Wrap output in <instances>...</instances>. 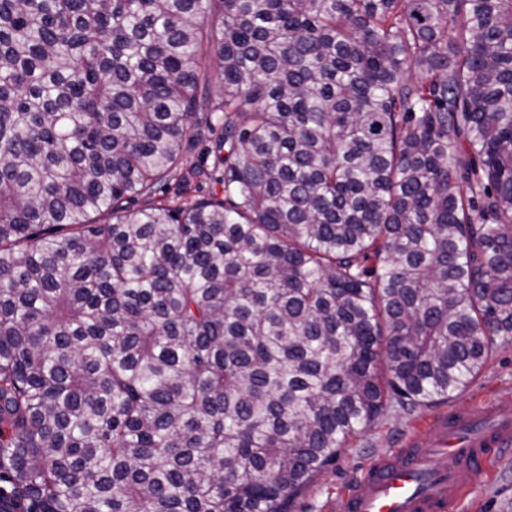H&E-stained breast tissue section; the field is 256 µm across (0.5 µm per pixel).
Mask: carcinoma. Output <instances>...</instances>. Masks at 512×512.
Here are the masks:
<instances>
[{"mask_svg":"<svg viewBox=\"0 0 512 512\" xmlns=\"http://www.w3.org/2000/svg\"><path fill=\"white\" fill-rule=\"evenodd\" d=\"M511 340L512 0H0V512H292ZM168 187L169 190L166 193H160L156 196L154 200L155 202L158 200H171L176 195H181L186 198H198L200 196L208 195L213 190H215L218 194H221L222 192V185L215 184L213 181H209L206 179H203L202 181L199 182L197 179H194L189 184L185 185L182 190L181 186H179V171L173 173L169 181Z\"/></svg>","mask_w":512,"mask_h":512,"instance_id":"carcinoma-1","label":"carcinoma"}]
</instances>
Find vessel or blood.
<instances>
[{
    "label": "vessel or blood",
    "mask_w": 512,
    "mask_h": 512,
    "mask_svg": "<svg viewBox=\"0 0 512 512\" xmlns=\"http://www.w3.org/2000/svg\"><path fill=\"white\" fill-rule=\"evenodd\" d=\"M512 448V417L481 405L441 411L404 448L372 465L343 498L340 512H446L461 499L490 449Z\"/></svg>",
    "instance_id": "obj_1"
}]
</instances>
